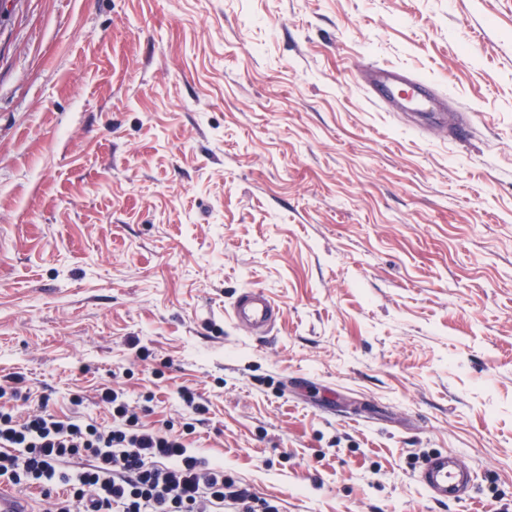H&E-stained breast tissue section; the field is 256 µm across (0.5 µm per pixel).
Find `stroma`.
<instances>
[{"label":"stroma","instance_id":"35a3bbf8","mask_svg":"<svg viewBox=\"0 0 512 512\" xmlns=\"http://www.w3.org/2000/svg\"><path fill=\"white\" fill-rule=\"evenodd\" d=\"M372 63L446 113L376 103ZM245 288L270 335L227 320ZM14 376L99 421L115 383L282 512H512V0H11ZM436 453L471 501L428 497ZM279 309L272 298L258 288H246L239 292L230 308V319L251 336L265 335L271 324L278 319Z\"/></svg>","mask_w":512,"mask_h":512}]
</instances>
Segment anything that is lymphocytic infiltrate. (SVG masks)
<instances>
[{"instance_id": "lymphocytic-infiltrate-1", "label": "lymphocytic infiltrate", "mask_w": 512, "mask_h": 512, "mask_svg": "<svg viewBox=\"0 0 512 512\" xmlns=\"http://www.w3.org/2000/svg\"><path fill=\"white\" fill-rule=\"evenodd\" d=\"M17 388L0 385V482L23 491L65 488L54 512H280L224 466L189 454L182 435L147 429L124 392L103 387L111 415L100 424L37 410L17 420Z\"/></svg>"}]
</instances>
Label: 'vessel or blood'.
Wrapping results in <instances>:
<instances>
[{"label":"vessel or blood","mask_w":512,"mask_h":512,"mask_svg":"<svg viewBox=\"0 0 512 512\" xmlns=\"http://www.w3.org/2000/svg\"><path fill=\"white\" fill-rule=\"evenodd\" d=\"M367 80L377 100L388 106L400 103L414 105L423 112H441L445 109L443 98L428 80L406 74L395 67H377L370 70ZM279 309L272 298L258 288H246L233 301L229 316L238 328L250 335H265L277 320ZM419 481L436 502L458 500L469 489L467 476L448 464L446 456L438 455L426 461Z\"/></svg>","instance_id":"b4317fda"}]
</instances>
